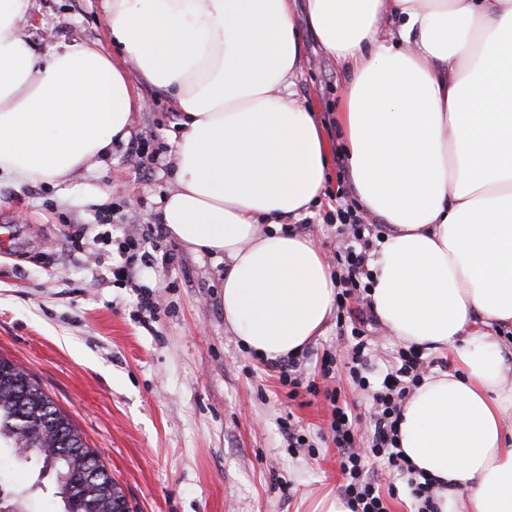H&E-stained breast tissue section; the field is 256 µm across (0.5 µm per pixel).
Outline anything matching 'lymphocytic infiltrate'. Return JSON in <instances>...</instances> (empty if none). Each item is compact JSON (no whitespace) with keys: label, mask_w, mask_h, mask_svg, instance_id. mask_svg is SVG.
<instances>
[{"label":"lymphocytic infiltrate","mask_w":512,"mask_h":512,"mask_svg":"<svg viewBox=\"0 0 512 512\" xmlns=\"http://www.w3.org/2000/svg\"><path fill=\"white\" fill-rule=\"evenodd\" d=\"M336 231L342 237L335 259L333 273L338 293L336 315L338 325L346 326L352 341L349 374L353 383L367 393L371 429L360 431L356 417L347 404L341 403L337 390H319L316 382L305 381L300 370L299 357L291 356L277 363L282 384L305 388L309 394H323L331 406L330 434L339 452V467L345 477L341 486L344 498L352 512H388L386 494L395 493L396 480H405L416 502V512H438L439 482L428 478L404 456L398 447V422L402 407L413 389L424 378L425 363L420 351L402 350L398 361L379 380H371L364 339V326L371 317L366 312L347 313L349 299L369 302L373 274L368 267L371 236H384L385 227L369 224L358 208L340 207L336 210ZM101 242H115L117 257L112 263V280L118 284L135 286L141 268L155 263L174 264L178 256L167 242L163 225L152 224L135 233L112 239L110 234L100 236ZM385 461L384 473L368 468L369 459Z\"/></svg>","instance_id":"1"}]
</instances>
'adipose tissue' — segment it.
Here are the masks:
<instances>
[{
	"label": "adipose tissue",
	"mask_w": 512,
	"mask_h": 512,
	"mask_svg": "<svg viewBox=\"0 0 512 512\" xmlns=\"http://www.w3.org/2000/svg\"><path fill=\"white\" fill-rule=\"evenodd\" d=\"M0 0V179L63 181L127 140L134 81L181 115L170 235L223 257L224 322L278 361L322 335L332 269L289 220L324 194L330 142L294 87L296 15L346 74L339 126L365 214L389 227L372 306L451 369L406 400L398 445L439 512H512V0H104L120 51L22 35Z\"/></svg>",
	"instance_id": "obj_1"
}]
</instances>
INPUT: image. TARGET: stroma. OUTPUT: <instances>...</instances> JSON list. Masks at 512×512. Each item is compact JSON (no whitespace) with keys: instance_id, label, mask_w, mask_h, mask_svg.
Masks as SVG:
<instances>
[{"instance_id":"obj_1","label":"stroma","mask_w":512,"mask_h":512,"mask_svg":"<svg viewBox=\"0 0 512 512\" xmlns=\"http://www.w3.org/2000/svg\"><path fill=\"white\" fill-rule=\"evenodd\" d=\"M22 34L36 47L75 40L116 49L101 0H33ZM298 97L322 125L334 155L325 197L301 216L307 237L331 254L339 244L335 197L354 190L337 124L345 75L310 32H303ZM140 107L132 136L160 155L150 175L113 144L62 182H0V358L39 383L94 448L132 512H309L311 501L343 482L323 396L290 391L272 365L245 349L224 326V262L177 244L175 266L142 269L137 288L113 283L112 249L97 242V218L110 213L114 236L128 218L162 221L174 186L180 115L170 95L136 85ZM82 231L83 246L70 239ZM160 301L137 309V292ZM305 376L335 356L339 396L368 431L370 403L347 374V343L336 322L306 349ZM297 424L308 447L288 449L284 422Z\"/></svg>"}]
</instances>
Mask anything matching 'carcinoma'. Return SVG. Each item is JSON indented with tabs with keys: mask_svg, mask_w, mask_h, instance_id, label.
<instances>
[{
	"mask_svg": "<svg viewBox=\"0 0 512 512\" xmlns=\"http://www.w3.org/2000/svg\"><path fill=\"white\" fill-rule=\"evenodd\" d=\"M16 462L35 457L40 475L52 477L61 512H130L122 490L87 446L79 430L41 390L36 380L9 360H0V449ZM0 458V512H33L30 490L11 487Z\"/></svg>",
	"mask_w": 512,
	"mask_h": 512,
	"instance_id": "cac0c4a2",
	"label": "carcinoma"
}]
</instances>
